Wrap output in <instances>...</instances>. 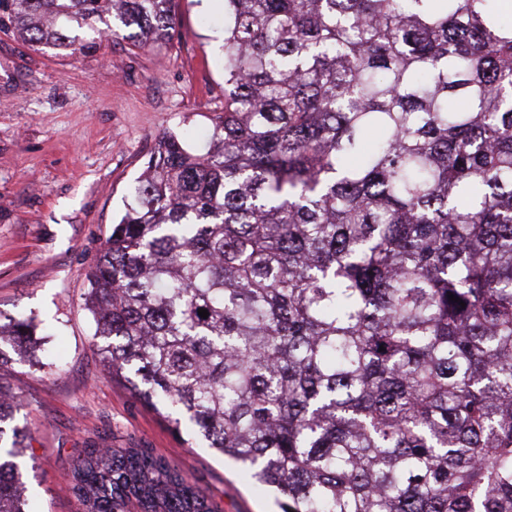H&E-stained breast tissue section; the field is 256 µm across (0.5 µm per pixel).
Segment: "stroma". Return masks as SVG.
<instances>
[{
  "mask_svg": "<svg viewBox=\"0 0 512 512\" xmlns=\"http://www.w3.org/2000/svg\"><path fill=\"white\" fill-rule=\"evenodd\" d=\"M167 45L113 38L92 56L34 51L0 33V316L36 317L60 371L4 348L0 376L21 402L34 512H79L71 470L82 449L146 448L195 482L216 512H274V494L112 371L83 305L86 274L141 176L156 136L205 148L224 110V21L211 0H176Z\"/></svg>",
  "mask_w": 512,
  "mask_h": 512,
  "instance_id": "obj_1",
  "label": "stroma"
}]
</instances>
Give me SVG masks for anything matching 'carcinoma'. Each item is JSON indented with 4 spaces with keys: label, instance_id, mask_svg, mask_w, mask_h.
Masks as SVG:
<instances>
[{
    "label": "carcinoma",
    "instance_id": "obj_1",
    "mask_svg": "<svg viewBox=\"0 0 512 512\" xmlns=\"http://www.w3.org/2000/svg\"><path fill=\"white\" fill-rule=\"evenodd\" d=\"M219 2L224 112L129 187L87 275L100 351L280 512H512V15ZM171 3L0 0V32L153 46ZM17 412L0 381V512H31ZM72 483L79 512H214L146 448H88Z\"/></svg>",
    "mask_w": 512,
    "mask_h": 512
}]
</instances>
